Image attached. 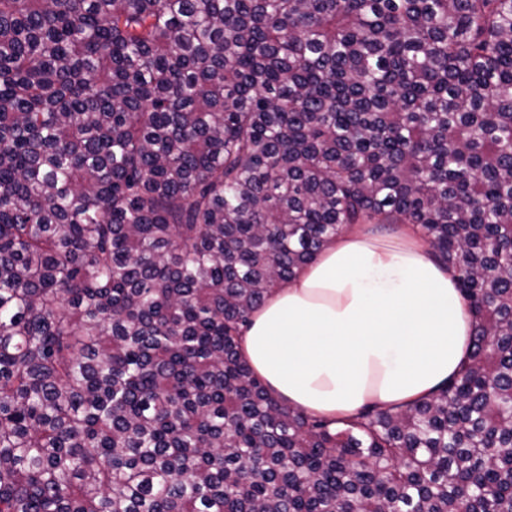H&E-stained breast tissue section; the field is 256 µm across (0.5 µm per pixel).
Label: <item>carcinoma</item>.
<instances>
[{
	"instance_id": "1",
	"label": "carcinoma",
	"mask_w": 512,
	"mask_h": 512,
	"mask_svg": "<svg viewBox=\"0 0 512 512\" xmlns=\"http://www.w3.org/2000/svg\"><path fill=\"white\" fill-rule=\"evenodd\" d=\"M354 224L473 349L336 426L240 340ZM0 512H512V0H0Z\"/></svg>"
}]
</instances>
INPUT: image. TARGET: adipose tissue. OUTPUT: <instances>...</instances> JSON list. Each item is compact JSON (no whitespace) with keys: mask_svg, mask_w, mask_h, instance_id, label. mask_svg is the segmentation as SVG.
Masks as SVG:
<instances>
[{"mask_svg":"<svg viewBox=\"0 0 512 512\" xmlns=\"http://www.w3.org/2000/svg\"><path fill=\"white\" fill-rule=\"evenodd\" d=\"M397 237L349 227L254 312L242 355L277 398L343 422L436 394L467 362L455 272L409 225Z\"/></svg>","mask_w":512,"mask_h":512,"instance_id":"ef3b65f1","label":"adipose tissue"}]
</instances>
